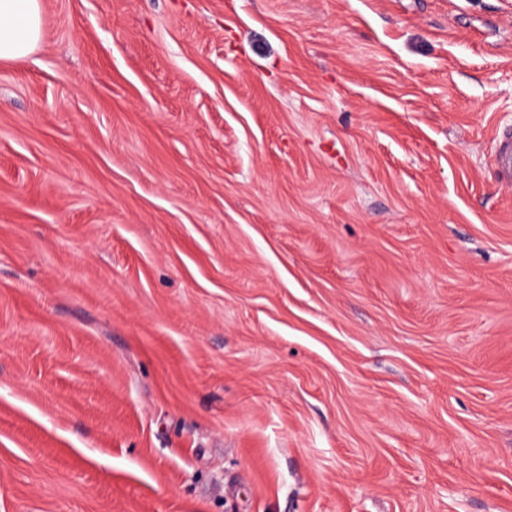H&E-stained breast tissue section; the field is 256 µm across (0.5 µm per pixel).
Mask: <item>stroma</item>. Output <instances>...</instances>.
<instances>
[{
    "instance_id": "obj_1",
    "label": "stroma",
    "mask_w": 512,
    "mask_h": 512,
    "mask_svg": "<svg viewBox=\"0 0 512 512\" xmlns=\"http://www.w3.org/2000/svg\"><path fill=\"white\" fill-rule=\"evenodd\" d=\"M40 4L0 512H512V0ZM496 140L499 143L496 154V167L501 180L508 187L512 185V129L498 130Z\"/></svg>"
}]
</instances>
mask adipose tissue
Instances as JSON below:
<instances>
[{"instance_id":"adipose-tissue-1","label":"adipose tissue","mask_w":512,"mask_h":512,"mask_svg":"<svg viewBox=\"0 0 512 512\" xmlns=\"http://www.w3.org/2000/svg\"><path fill=\"white\" fill-rule=\"evenodd\" d=\"M40 0H0V60L29 57L43 31Z\"/></svg>"}]
</instances>
